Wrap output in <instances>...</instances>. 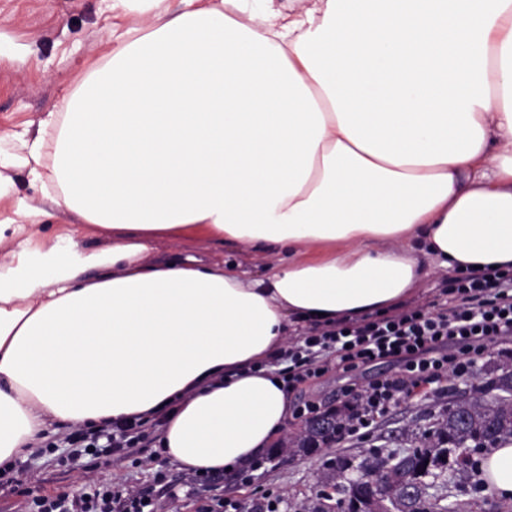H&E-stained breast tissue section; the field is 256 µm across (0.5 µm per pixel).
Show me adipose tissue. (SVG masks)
<instances>
[{"label": "adipose tissue", "instance_id": "1", "mask_svg": "<svg viewBox=\"0 0 512 512\" xmlns=\"http://www.w3.org/2000/svg\"><path fill=\"white\" fill-rule=\"evenodd\" d=\"M291 2L113 0L138 23L12 133L0 467L47 421L162 412L167 459L230 470L288 432L263 363L294 324L395 309L430 268L512 266V0ZM189 236L219 254L153 259ZM228 245L267 271L242 277ZM482 471L512 498V444Z\"/></svg>", "mask_w": 512, "mask_h": 512}]
</instances>
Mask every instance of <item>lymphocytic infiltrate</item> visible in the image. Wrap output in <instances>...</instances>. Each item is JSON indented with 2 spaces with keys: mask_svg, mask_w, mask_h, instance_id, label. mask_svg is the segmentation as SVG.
<instances>
[{
  "mask_svg": "<svg viewBox=\"0 0 512 512\" xmlns=\"http://www.w3.org/2000/svg\"><path fill=\"white\" fill-rule=\"evenodd\" d=\"M512 336V269L460 273L442 283L433 301L411 302L401 310L360 321H340L296 335L273 359L288 387H296L339 368L389 360L397 373L368 387H349L334 410L337 437L353 436L397 406L419 384L443 373L467 372L488 349ZM160 423L139 417L104 421L66 437V459L81 466L86 455L122 459L144 443L158 441ZM28 512H158L143 491L112 490L88 483L77 492L53 497L35 495Z\"/></svg>",
  "mask_w": 512,
  "mask_h": 512,
  "instance_id": "f902f5d3",
  "label": "lymphocytic infiltrate"
}]
</instances>
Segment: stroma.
<instances>
[{"mask_svg": "<svg viewBox=\"0 0 512 512\" xmlns=\"http://www.w3.org/2000/svg\"><path fill=\"white\" fill-rule=\"evenodd\" d=\"M111 12L101 0H0V41L14 45L0 55V131H36L47 112L60 109L64 97L80 81L85 62L110 52L108 28ZM394 362L380 360L354 372L329 371L290 392L291 405L308 399L339 404L350 384L361 386L394 375ZM455 374L416 387L400 405L377 419L359 437L336 440L331 448L288 460L280 456L275 466L258 470L249 480L218 475L210 488L187 491L186 474L169 462L151 443L122 460L99 459L92 471L80 473L66 465L61 452L45 445L71 434L70 426L48 423L35 451L28 458L30 487L38 495L79 490L87 482L111 484L120 491L134 487L150 492L161 512H221L220 503L246 505L262 502L274 512H311L324 489L322 477L329 460L366 455L376 450H402L412 435L431 426L448 404ZM452 492L465 505L464 512H512V499L487 491L475 467H460Z\"/></svg>", "mask_w": 512, "mask_h": 512, "instance_id": "35a3bbf8", "label": "stroma"}]
</instances>
